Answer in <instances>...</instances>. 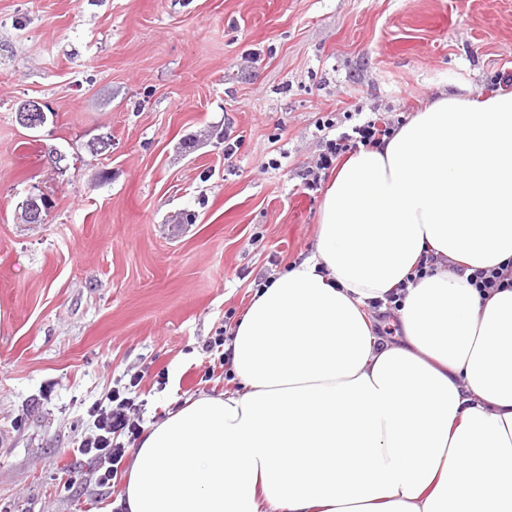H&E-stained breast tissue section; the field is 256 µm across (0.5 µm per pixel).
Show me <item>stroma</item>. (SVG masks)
Instances as JSON below:
<instances>
[{"label":"stroma","mask_w":512,"mask_h":512,"mask_svg":"<svg viewBox=\"0 0 512 512\" xmlns=\"http://www.w3.org/2000/svg\"><path fill=\"white\" fill-rule=\"evenodd\" d=\"M504 73L512 0H0V512H118L73 450L130 378L147 424L236 390L204 343L313 251L321 121Z\"/></svg>","instance_id":"1"}]
</instances>
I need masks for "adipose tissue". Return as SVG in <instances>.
<instances>
[{"mask_svg": "<svg viewBox=\"0 0 512 512\" xmlns=\"http://www.w3.org/2000/svg\"><path fill=\"white\" fill-rule=\"evenodd\" d=\"M512 93L443 94L326 188L313 253L253 293L240 388L145 428L123 512H512ZM406 289L390 341L370 301ZM452 269L457 272L471 270L467 277V282L476 288L484 298L503 288H512V266L509 263L485 268H458L452 266Z\"/></svg>", "mask_w": 512, "mask_h": 512, "instance_id": "adipose-tissue-1", "label": "adipose tissue"}]
</instances>
